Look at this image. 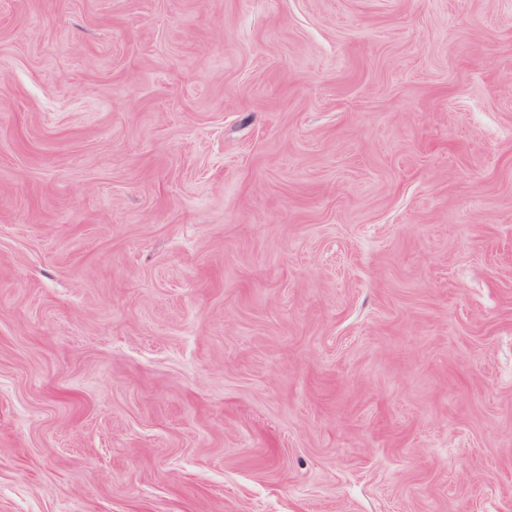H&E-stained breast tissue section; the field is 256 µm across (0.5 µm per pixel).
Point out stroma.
I'll return each mask as SVG.
<instances>
[{
  "label": "stroma",
  "instance_id": "obj_1",
  "mask_svg": "<svg viewBox=\"0 0 512 512\" xmlns=\"http://www.w3.org/2000/svg\"><path fill=\"white\" fill-rule=\"evenodd\" d=\"M0 512H512V0H0Z\"/></svg>",
  "mask_w": 512,
  "mask_h": 512
}]
</instances>
